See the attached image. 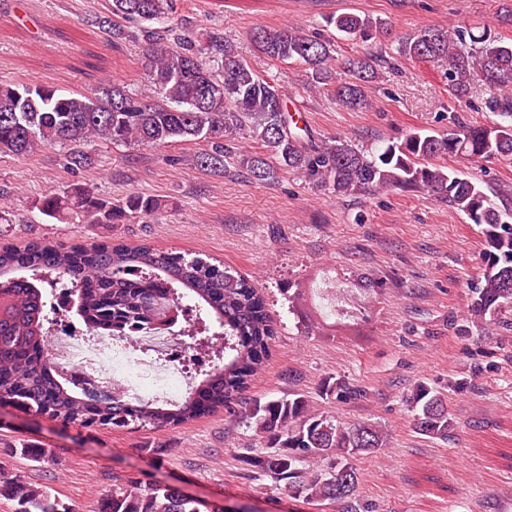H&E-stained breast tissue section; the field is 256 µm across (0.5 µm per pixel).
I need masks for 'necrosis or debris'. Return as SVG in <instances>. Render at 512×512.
Returning <instances> with one entry per match:
<instances>
[{"mask_svg": "<svg viewBox=\"0 0 512 512\" xmlns=\"http://www.w3.org/2000/svg\"><path fill=\"white\" fill-rule=\"evenodd\" d=\"M48 339L49 356L59 371L107 392L119 388L133 401L176 398L187 385L190 368L209 360L206 352L189 351L182 337L165 330L130 339L61 325Z\"/></svg>", "mask_w": 512, "mask_h": 512, "instance_id": "obj_1", "label": "necrosis or debris"}]
</instances>
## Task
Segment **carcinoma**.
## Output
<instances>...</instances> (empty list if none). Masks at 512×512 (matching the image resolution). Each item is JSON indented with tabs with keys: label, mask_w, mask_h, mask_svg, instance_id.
Masks as SVG:
<instances>
[{
	"label": "carcinoma",
	"mask_w": 512,
	"mask_h": 512,
	"mask_svg": "<svg viewBox=\"0 0 512 512\" xmlns=\"http://www.w3.org/2000/svg\"><path fill=\"white\" fill-rule=\"evenodd\" d=\"M108 14L91 23L115 41L133 37L126 20L140 26L143 57L153 98L146 100L120 85L88 96L64 93L43 83L0 82V154L24 157L46 146L67 149L75 172L93 163L85 145L160 146L178 141L206 143L196 158L204 170L221 173L228 154L224 141L245 134L262 151L240 157L256 181L271 182L283 169L304 173L339 196L384 191H423L463 213L481 227L486 252L482 278L472 290L466 324L512 321V202L494 199L476 180L435 162L450 156L468 161L496 158L512 162V41L487 28L426 27L395 36L406 59L429 62L448 75V95L467 101L471 85L488 90L487 122H459L446 132L412 133L396 144L363 149L334 138L310 137L290 113L278 80L261 75L221 29L190 34L174 23L177 0H109ZM327 23L349 41L392 35L381 21L342 13ZM255 54L297 64L309 88L327 92L350 111L372 106L369 83L378 57L365 53L339 65L329 39L301 28L255 27L249 32ZM164 209L155 197L130 196L123 204L74 183L51 193L38 206L49 221L66 224H128L151 219ZM32 272V278L21 275ZM71 285L65 304L99 336H124L155 329L174 310L195 312L183 331L193 348L211 358L203 380L179 401H130L76 383L59 371L47 352L45 288ZM276 336L262 290L235 271L200 257L152 244L118 243L92 250L35 242L0 249V400L13 399L35 415L83 428L178 426L204 414L225 411L264 442L268 451L255 461L256 479L277 489L354 512L358 472L353 459L387 445L382 427L369 420L341 422L314 410L309 396L290 392L243 401L262 369ZM324 399L347 401L363 390L345 380L325 379ZM414 430L446 441L457 429L448 396L421 382L406 398ZM14 512H74L43 487L25 484L0 469V500ZM97 512H210L207 505L166 484L145 486L138 478L113 485Z\"/></svg>",
	"instance_id": "cac0c4a2"
}]
</instances>
